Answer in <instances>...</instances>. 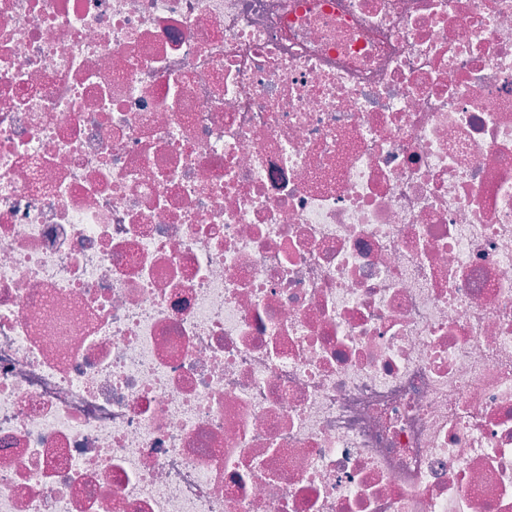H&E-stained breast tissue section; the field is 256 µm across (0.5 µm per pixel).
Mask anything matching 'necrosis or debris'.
<instances>
[{
    "label": "necrosis or debris",
    "instance_id": "obj_1",
    "mask_svg": "<svg viewBox=\"0 0 512 512\" xmlns=\"http://www.w3.org/2000/svg\"><path fill=\"white\" fill-rule=\"evenodd\" d=\"M0 512H512V0H0Z\"/></svg>",
    "mask_w": 512,
    "mask_h": 512
}]
</instances>
